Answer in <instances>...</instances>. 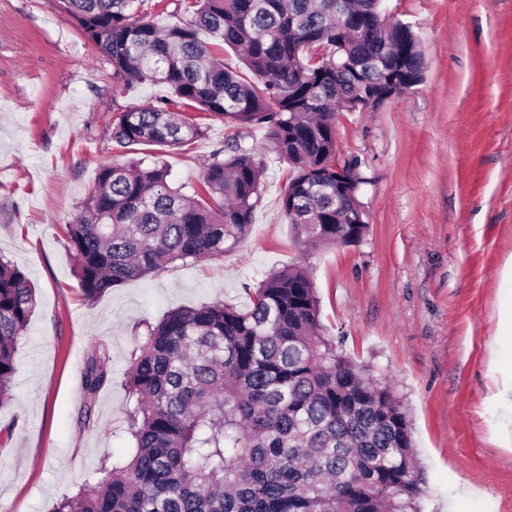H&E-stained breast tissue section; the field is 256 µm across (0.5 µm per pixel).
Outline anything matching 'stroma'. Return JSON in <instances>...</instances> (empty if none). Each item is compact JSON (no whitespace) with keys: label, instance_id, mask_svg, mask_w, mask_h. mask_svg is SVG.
<instances>
[{"label":"stroma","instance_id":"35a3bbf8","mask_svg":"<svg viewBox=\"0 0 512 512\" xmlns=\"http://www.w3.org/2000/svg\"><path fill=\"white\" fill-rule=\"evenodd\" d=\"M412 26L419 83L369 112L336 116V159L357 161L368 222L361 242L305 252L281 210L289 165L262 130L266 164L245 238L223 258L176 262L83 300L62 227L118 156L115 105L128 93L63 0H0V255L23 270L36 307L16 355L14 399L0 411V512H47L104 458L126 453L125 381L138 324L224 301L249 304L271 271L306 261L321 322L344 356L388 378L410 412L426 480L423 512H512V391L489 368L512 365V0H384ZM228 134L164 152L172 186L191 192ZM112 380L87 405L98 346Z\"/></svg>","mask_w":512,"mask_h":512}]
</instances>
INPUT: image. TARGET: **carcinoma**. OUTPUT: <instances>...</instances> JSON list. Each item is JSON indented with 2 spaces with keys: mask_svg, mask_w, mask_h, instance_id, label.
Returning a JSON list of instances; mask_svg holds the SVG:
<instances>
[{
  "mask_svg": "<svg viewBox=\"0 0 512 512\" xmlns=\"http://www.w3.org/2000/svg\"><path fill=\"white\" fill-rule=\"evenodd\" d=\"M125 93L163 84L155 106L116 105L122 148L179 149L207 126L230 134L186 195L165 162L99 165L64 225L84 299L169 265L224 255L247 235L265 164L249 131L292 168L282 210L302 247L349 245L352 202L336 177V113L383 102L398 69L417 84L423 60L411 27L376 0H64ZM177 21L157 26L151 10ZM231 49L250 74L224 62ZM36 307L25 273L0 255V409L13 400L16 353ZM319 299L297 262L269 273L250 304L177 309L135 337L126 390L132 446L48 512H422L402 397L366 377L322 335ZM102 346L88 357L87 409L112 380Z\"/></svg>",
  "mask_w": 512,
  "mask_h": 512,
  "instance_id": "obj_1",
  "label": "carcinoma"
}]
</instances>
